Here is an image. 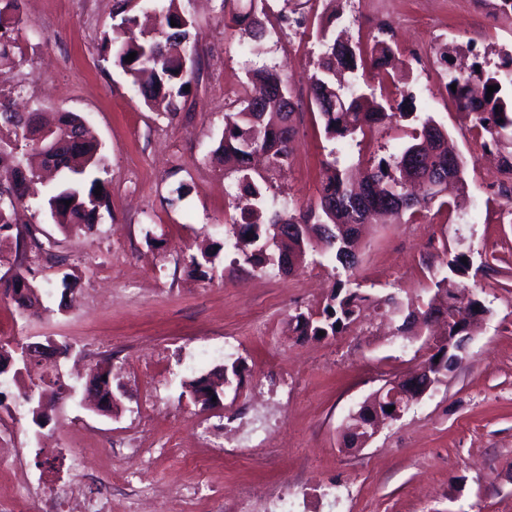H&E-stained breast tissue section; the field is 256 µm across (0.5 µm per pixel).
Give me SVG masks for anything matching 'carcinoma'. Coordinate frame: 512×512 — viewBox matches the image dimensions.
I'll use <instances>...</instances> for the list:
<instances>
[{
	"mask_svg": "<svg viewBox=\"0 0 512 512\" xmlns=\"http://www.w3.org/2000/svg\"><path fill=\"white\" fill-rule=\"evenodd\" d=\"M150 6L156 23L141 41L116 44L105 39L102 51L131 79L145 104L162 98L167 101V115L173 118L180 112L181 99L189 95L185 86L195 78L198 36L193 32V21L180 7V0H151ZM136 7L133 0H119L116 14L121 16V24L136 23ZM232 20L251 39L266 34L263 20L251 10L233 13ZM22 31L19 0H6L0 7V64L15 62ZM317 36L323 50L311 76L310 94L325 134L332 139L364 135L389 117V103L377 99L367 86L336 84L339 72L358 69L362 51L348 40L327 39L323 27ZM132 52L136 53L135 59L125 61ZM392 54L386 42H375L370 52L372 68L387 71ZM251 83L253 89L236 100V111L224 113V137L216 149L224 164L240 174L234 196L237 216L231 224L235 254L231 264L258 270L275 266L282 273L291 274L305 261L309 229H316L319 241L329 240L330 247L325 252L336 262V286L321 310L292 316L298 336L319 340L321 331L326 338L337 336L354 325L373 302L384 305L385 312L399 322L396 335H418L431 324L434 314L448 308V300H464L465 293L445 275L434 282L436 291L427 303L399 308L391 295L371 300L355 277L357 257L353 242L370 215L382 214L397 221L406 214L415 215L435 199L456 208L465 204L464 166L457 162L454 168H448V152L441 149L448 132L432 118L424 119L420 132L413 135V143L371 166L365 179L357 184L349 181L337 161L326 162L319 203L296 214L277 202L268 181L257 183L246 171L252 155L260 148L272 168L282 169L289 164L295 135L292 121L298 103L274 71L256 73ZM493 85L498 90L489 97L487 88ZM446 90L460 111L473 116L475 127L487 135L489 143L502 151V170L512 174V56L495 71L473 70L465 76L448 70ZM3 128L8 138L0 137V237L10 235L12 213L27 197L28 177L18 158L23 151L54 158L55 169L62 173V179L47 192L42 204L54 223L64 231L92 230L107 191L102 188L103 182L93 177L102 156L98 143L88 137L83 118L74 112L61 113L55 137L46 140L39 113L16 111L13 93L0 92V130ZM98 187L99 196L94 194ZM67 200L71 201L68 206ZM276 224L294 225L295 233L279 237L273 230ZM426 362L434 377H447L453 367L443 348ZM49 397L50 393L39 383L21 393L32 408L38 400Z\"/></svg>",
	"mask_w": 512,
	"mask_h": 512,
	"instance_id": "cac0c4a2",
	"label": "carcinoma"
}]
</instances>
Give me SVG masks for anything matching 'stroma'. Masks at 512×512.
I'll list each match as a JSON object with an SVG mask.
<instances>
[{
    "mask_svg": "<svg viewBox=\"0 0 512 512\" xmlns=\"http://www.w3.org/2000/svg\"><path fill=\"white\" fill-rule=\"evenodd\" d=\"M114 0H20L27 25L23 62L0 70V91L22 89L19 109L82 116L101 148L108 193L89 232L62 233L35 185L21 223L54 242L51 255L20 261L0 243V276L17 265L37 288L36 314L0 294V343L51 338L78 376L73 397L37 427L19 392L41 367L0 383V512H15L29 489L30 512H64L70 492L111 498L112 512H252L276 500L294 512H512V177L479 160L483 135L444 89L441 52L468 67L494 68L512 54V16L491 35L479 22L490 0H361L345 5L353 43L395 53L398 84L366 72L377 92L415 96L465 160L470 204L432 202L401 223L379 221L357 247L363 291L420 304L434 293L446 253H463V283L488 313L436 391L411 406L360 451L341 446L350 415L386 380L423 361V339L394 337L379 309L351 330L299 339L291 317L321 309L336 279L310 252L297 273L231 265L216 254L206 274L188 257L224 239L234 213L235 174L214 154L224 114L248 76L277 69L303 106L295 114L290 163L273 175L279 201L316 204L322 163L376 164L398 153L416 126L391 117L373 135L327 139L308 105L320 53L312 32L289 27L285 10L331 23L328 0H263L267 34L254 44L221 0H181L198 33L197 80L176 118L148 108L131 80L100 50ZM70 287H63V280ZM238 361L239 392L219 407L194 402L186 382ZM110 369L119 400L105 416L84 401L93 366ZM156 487L135 505L132 487Z\"/></svg>",
    "mask_w": 512,
    "mask_h": 512,
    "instance_id": "35a3bbf8",
    "label": "stroma"
}]
</instances>
